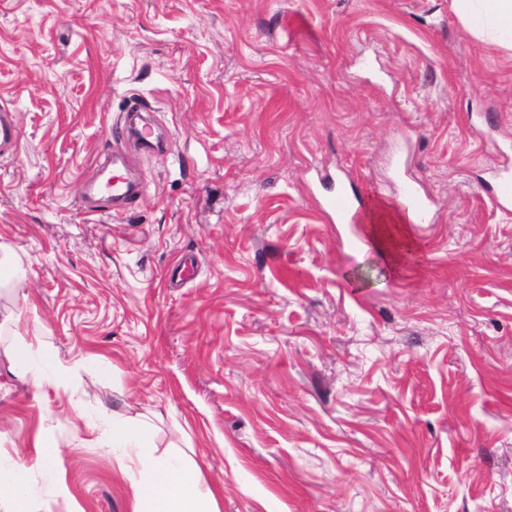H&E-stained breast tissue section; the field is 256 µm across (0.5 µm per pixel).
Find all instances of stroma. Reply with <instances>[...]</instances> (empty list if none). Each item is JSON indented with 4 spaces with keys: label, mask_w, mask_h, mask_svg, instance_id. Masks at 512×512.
Wrapping results in <instances>:
<instances>
[{
    "label": "stroma",
    "mask_w": 512,
    "mask_h": 512,
    "mask_svg": "<svg viewBox=\"0 0 512 512\" xmlns=\"http://www.w3.org/2000/svg\"><path fill=\"white\" fill-rule=\"evenodd\" d=\"M3 108L0 464L25 458L29 512H129L101 406L149 413L220 512H512V209L486 191L512 53L452 0H0ZM134 108L143 192L88 202ZM316 167L396 209L418 182L399 273L321 210ZM17 333L83 359L70 393L33 401ZM402 199L407 212L415 217V220L420 224H424L427 220L428 204L421 196L414 181H405L403 183Z\"/></svg>",
    "instance_id": "35a3bbf8"
}]
</instances>
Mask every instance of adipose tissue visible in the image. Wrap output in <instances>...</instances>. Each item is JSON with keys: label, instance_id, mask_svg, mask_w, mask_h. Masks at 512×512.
Returning <instances> with one entry per match:
<instances>
[{"label": "adipose tissue", "instance_id": "adipose-tissue-1", "mask_svg": "<svg viewBox=\"0 0 512 512\" xmlns=\"http://www.w3.org/2000/svg\"><path fill=\"white\" fill-rule=\"evenodd\" d=\"M453 8L474 37L512 50V0H452ZM382 261L400 271L411 248L397 237L402 215L375 205L360 218ZM75 370L45 343L19 339L10 354V372L29 377L35 396L67 391ZM106 442L120 468H135L131 512H219L215 490L183 452L157 454L155 428L147 414H105Z\"/></svg>", "mask_w": 512, "mask_h": 512}]
</instances>
